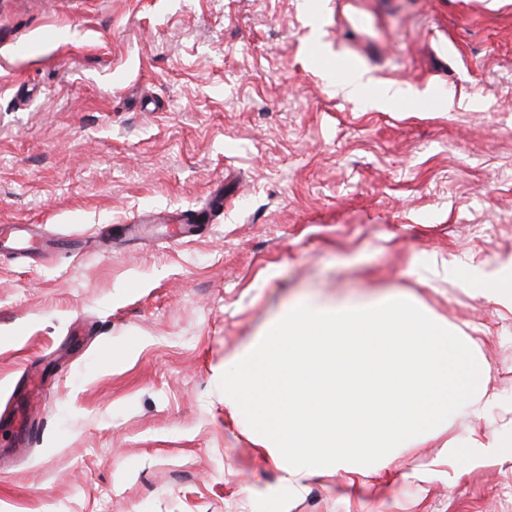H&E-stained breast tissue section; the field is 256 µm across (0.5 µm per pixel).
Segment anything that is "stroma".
<instances>
[{"instance_id":"obj_1","label":"stroma","mask_w":512,"mask_h":512,"mask_svg":"<svg viewBox=\"0 0 512 512\" xmlns=\"http://www.w3.org/2000/svg\"><path fill=\"white\" fill-rule=\"evenodd\" d=\"M160 211L194 235L126 241ZM1 224L50 248L0 250V512H512V0H0ZM393 292L468 338L483 412L288 488L225 359ZM441 448H444L443 452L445 456L468 458L472 456L476 451H481L483 454L489 455L494 452V448H498L497 443L494 441L481 442L473 441L468 446L460 448L456 444L445 443Z\"/></svg>"}]
</instances>
